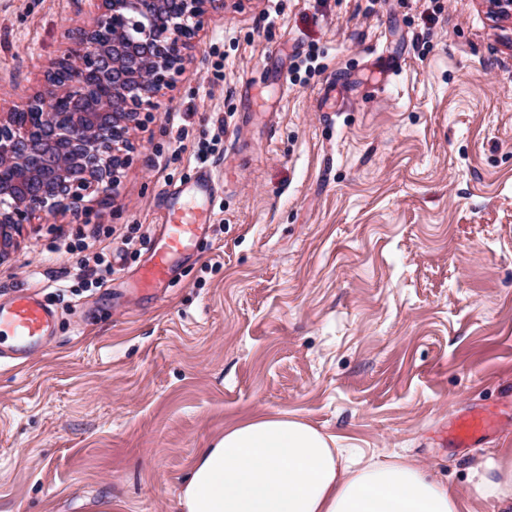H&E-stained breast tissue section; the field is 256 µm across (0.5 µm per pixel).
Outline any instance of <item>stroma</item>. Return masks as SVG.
Segmentation results:
<instances>
[{"mask_svg":"<svg viewBox=\"0 0 512 512\" xmlns=\"http://www.w3.org/2000/svg\"><path fill=\"white\" fill-rule=\"evenodd\" d=\"M95 15L0 0V113ZM219 121L213 231L144 290ZM117 152L111 202L36 215L0 256V303L28 288L59 313L43 352L0 362V512H172L197 450L255 413L471 496L467 467L512 448V21L484 0H217ZM90 235L113 274L56 296L79 267L57 245ZM474 412L495 428L451 443Z\"/></svg>","mask_w":512,"mask_h":512,"instance_id":"stroma-1","label":"stroma"}]
</instances>
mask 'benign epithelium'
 <instances>
[{"label":"benign epithelium","instance_id":"1","mask_svg":"<svg viewBox=\"0 0 512 512\" xmlns=\"http://www.w3.org/2000/svg\"><path fill=\"white\" fill-rule=\"evenodd\" d=\"M94 25L72 39L20 109L0 113V254L12 230L37 212L76 209L85 195H108L129 125L143 103L174 80L215 0H92ZM491 16L512 19V0H486ZM40 112L38 127L18 121Z\"/></svg>","mask_w":512,"mask_h":512}]
</instances>
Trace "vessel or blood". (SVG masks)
Instances as JSON below:
<instances>
[{
  "instance_id": "vessel-or-blood-1",
  "label": "vessel or blood",
  "mask_w": 512,
  "mask_h": 512,
  "mask_svg": "<svg viewBox=\"0 0 512 512\" xmlns=\"http://www.w3.org/2000/svg\"><path fill=\"white\" fill-rule=\"evenodd\" d=\"M216 177L211 169L199 172L190 203L168 209L152 258L141 272L146 288L166 284L175 256L193 251L209 228L214 215ZM56 314L38 293L23 291L0 305V359H26L40 352L52 336ZM491 426L490 418L466 416L452 428L458 445L479 438Z\"/></svg>"
}]
</instances>
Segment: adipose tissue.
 I'll return each mask as SVG.
<instances>
[{"label":"adipose tissue","instance_id":"obj_1","mask_svg":"<svg viewBox=\"0 0 512 512\" xmlns=\"http://www.w3.org/2000/svg\"><path fill=\"white\" fill-rule=\"evenodd\" d=\"M479 497L512 512V448L468 469ZM174 512H472L447 481L405 459H350L297 416L255 415L200 449Z\"/></svg>","mask_w":512,"mask_h":512}]
</instances>
